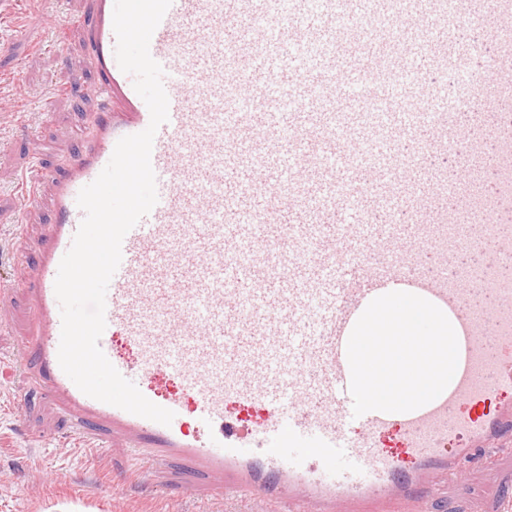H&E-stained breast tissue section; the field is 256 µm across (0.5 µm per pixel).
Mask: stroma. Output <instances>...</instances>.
<instances>
[{"instance_id":"35a3bbf8","label":"stroma","mask_w":512,"mask_h":512,"mask_svg":"<svg viewBox=\"0 0 512 512\" xmlns=\"http://www.w3.org/2000/svg\"><path fill=\"white\" fill-rule=\"evenodd\" d=\"M92 0H0V512H48L72 503L91 512H242L211 499L191 468L172 460L150 469L109 436L87 443L57 400L36 387L33 357L21 356L31 312L25 284L36 258L26 242L55 220L53 176L82 144L85 113L102 100L96 77L59 40L87 38ZM464 492L430 500L428 512H512V437L480 449Z\"/></svg>"}]
</instances>
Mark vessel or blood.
<instances>
[{
    "label": "vessel or blood",
    "mask_w": 512,
    "mask_h": 512,
    "mask_svg": "<svg viewBox=\"0 0 512 512\" xmlns=\"http://www.w3.org/2000/svg\"><path fill=\"white\" fill-rule=\"evenodd\" d=\"M115 0H94L82 54L102 111L55 185L54 224L34 246L33 330L23 350L38 384L81 431L103 427L154 465L190 462L212 496L274 503L288 512H416L436 476L459 471L512 433V283L490 308L470 303L480 281L456 263L461 247L493 238L496 215L466 224L471 170L456 180L420 155L397 159L390 140L444 153L462 136L442 118L469 110L485 126L512 96V0H468L466 13L495 59L473 69L475 44L452 33L447 0H172L150 41L164 70L169 119L154 138L158 202L125 236L106 294L99 345L154 404L162 425L84 394L61 369L55 280L84 217L80 190L118 140L150 112L115 58ZM413 210V225L383 231L376 212ZM465 224L435 274L421 226ZM412 287L451 312L465 355L447 391L400 415L354 416L347 342L385 289ZM127 336L139 359L114 352ZM165 371L181 384L160 396ZM261 402L243 430L224 401ZM401 432L403 468L375 441Z\"/></svg>",
    "instance_id": "vessel-or-blood-1"
}]
</instances>
